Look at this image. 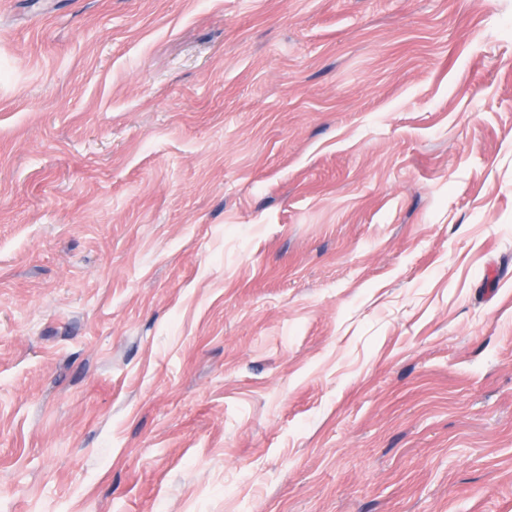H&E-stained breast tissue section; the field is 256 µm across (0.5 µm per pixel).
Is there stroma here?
<instances>
[{
  "mask_svg": "<svg viewBox=\"0 0 512 512\" xmlns=\"http://www.w3.org/2000/svg\"><path fill=\"white\" fill-rule=\"evenodd\" d=\"M0 512H512V0H0Z\"/></svg>",
  "mask_w": 512,
  "mask_h": 512,
  "instance_id": "1",
  "label": "stroma"
}]
</instances>
